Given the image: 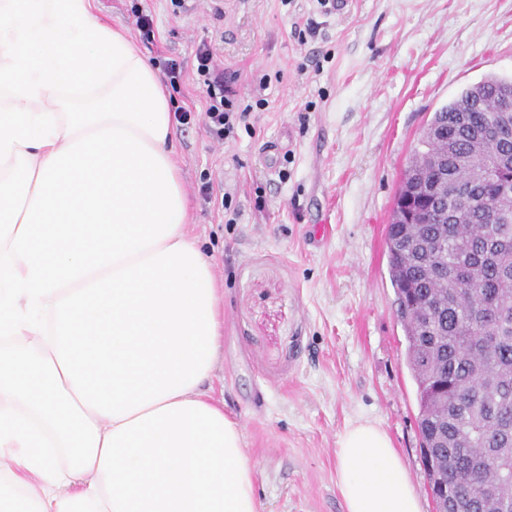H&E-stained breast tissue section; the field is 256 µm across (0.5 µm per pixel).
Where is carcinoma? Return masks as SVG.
<instances>
[{"instance_id": "cac0c4a2", "label": "carcinoma", "mask_w": 512, "mask_h": 512, "mask_svg": "<svg viewBox=\"0 0 512 512\" xmlns=\"http://www.w3.org/2000/svg\"><path fill=\"white\" fill-rule=\"evenodd\" d=\"M512 76L487 75L434 112L412 167L431 180L448 158L453 191L419 223L387 226L389 275L417 386L422 445L437 467L430 485L448 486L455 512H512V179L486 183L493 158L476 140L512 155L499 111Z\"/></svg>"}]
</instances>
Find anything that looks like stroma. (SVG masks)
Masks as SVG:
<instances>
[{"label":"stroma","instance_id":"1","mask_svg":"<svg viewBox=\"0 0 512 512\" xmlns=\"http://www.w3.org/2000/svg\"><path fill=\"white\" fill-rule=\"evenodd\" d=\"M93 5L157 72L183 67L169 94L194 115L174 126L187 231L224 295L205 391L242 428L263 512H344L336 443L357 420L389 434L436 512L386 228L433 113L486 75H512V0H353L343 14L317 0H224L220 16L211 0ZM204 40L252 107L221 140L195 74Z\"/></svg>","mask_w":512,"mask_h":512}]
</instances>
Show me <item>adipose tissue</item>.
I'll use <instances>...</instances> for the list:
<instances>
[{
    "mask_svg": "<svg viewBox=\"0 0 512 512\" xmlns=\"http://www.w3.org/2000/svg\"><path fill=\"white\" fill-rule=\"evenodd\" d=\"M168 93L92 0H0V512H261L204 391L222 301L186 232ZM344 512H422L350 423Z\"/></svg>",
    "mask_w": 512,
    "mask_h": 512,
    "instance_id": "1",
    "label": "adipose tissue"
}]
</instances>
